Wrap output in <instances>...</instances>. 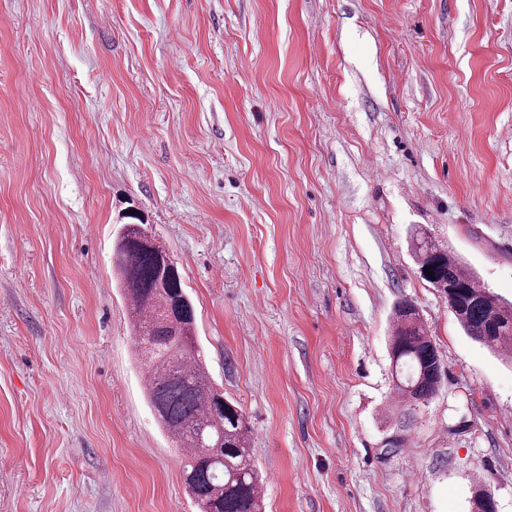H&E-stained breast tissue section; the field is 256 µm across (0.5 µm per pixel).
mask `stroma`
<instances>
[{"label": "stroma", "mask_w": 512, "mask_h": 512, "mask_svg": "<svg viewBox=\"0 0 512 512\" xmlns=\"http://www.w3.org/2000/svg\"><path fill=\"white\" fill-rule=\"evenodd\" d=\"M178 264L264 512H512V364L421 225L512 302V0H0V512H196L112 273ZM419 309L446 375H391ZM411 248L425 281L433 288L441 285L449 291L448 285L452 287L453 297L448 305L466 334L511 363L512 315H505L490 297L492 293L480 285L476 273L418 226L411 233ZM424 268H429L431 275L424 273ZM394 313L392 376L403 398L416 403L426 401L438 390L446 370L416 305L409 300L400 301ZM404 367L409 369L408 373H404Z\"/></svg>", "instance_id": "1"}]
</instances>
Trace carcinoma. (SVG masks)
Here are the masks:
<instances>
[{"label":"carcinoma","mask_w":512,"mask_h":512,"mask_svg":"<svg viewBox=\"0 0 512 512\" xmlns=\"http://www.w3.org/2000/svg\"><path fill=\"white\" fill-rule=\"evenodd\" d=\"M411 248L422 278L451 286L449 307L467 335L512 362V315L505 313L465 267L426 231L414 227ZM112 268L129 304L147 375L144 391L165 433L183 451L185 490L198 512H262L261 478L251 456L242 411L221 400L195 345V312L177 262L144 224H124ZM429 273H424V269ZM434 279H429V276ZM391 341L392 375L410 402L431 398L446 370L416 305L403 300ZM473 512H495L491 493L479 490Z\"/></svg>","instance_id":"obj_1"}]
</instances>
